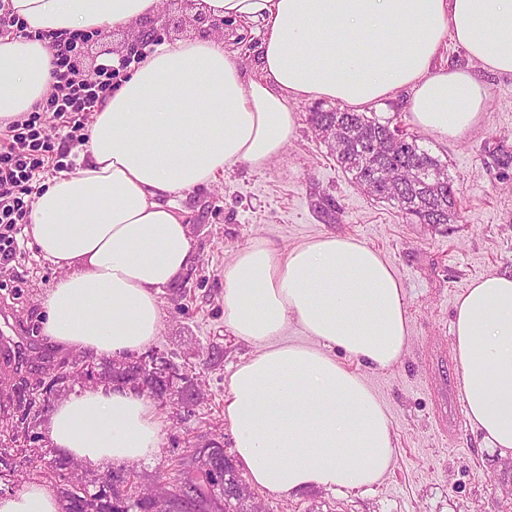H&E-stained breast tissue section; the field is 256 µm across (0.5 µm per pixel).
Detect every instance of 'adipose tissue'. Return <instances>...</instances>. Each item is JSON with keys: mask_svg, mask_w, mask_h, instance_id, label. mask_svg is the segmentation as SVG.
Masks as SVG:
<instances>
[{"mask_svg": "<svg viewBox=\"0 0 512 512\" xmlns=\"http://www.w3.org/2000/svg\"><path fill=\"white\" fill-rule=\"evenodd\" d=\"M159 0H12L28 36L0 37V128L52 91L46 40L139 29ZM216 19L262 24L260 77L203 34L146 55L94 116L83 163L36 195L30 235L62 270L41 301L42 334L65 352L121 361L159 336V293L194 261L171 198L236 163L264 166L292 137L289 103L362 111L409 90L414 124L438 141L476 129L480 71L512 73V0H201ZM453 39L479 71L442 68ZM454 109H445V102ZM405 288L365 243L327 234L278 252L263 240L224 271V322L258 345L227 380L224 418L248 482L282 499L379 484L394 462L387 411L343 352L383 371L409 344ZM308 343H291V326ZM456 386L485 448L512 458V273L471 280L452 319ZM57 453L90 467L151 459L162 424L143 395L91 386L45 425ZM0 512H61L46 483L0 494Z\"/></svg>", "mask_w": 512, "mask_h": 512, "instance_id": "obj_1", "label": "adipose tissue"}]
</instances>
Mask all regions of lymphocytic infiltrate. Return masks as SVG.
Listing matches in <instances>:
<instances>
[{
  "label": "lymphocytic infiltrate",
  "mask_w": 512,
  "mask_h": 512,
  "mask_svg": "<svg viewBox=\"0 0 512 512\" xmlns=\"http://www.w3.org/2000/svg\"><path fill=\"white\" fill-rule=\"evenodd\" d=\"M80 41H52L55 91L26 118L9 125L0 142V265L6 266L20 254V236L28 222L33 183L46 167H65L72 148L87 141L86 119L102 106L112 92L116 71L98 68L86 78L77 67ZM52 113L56 124L46 127L44 113Z\"/></svg>",
  "instance_id": "1"
}]
</instances>
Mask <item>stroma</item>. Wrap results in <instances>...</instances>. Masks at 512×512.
I'll list each match as a JSON object with an SVG mask.
<instances>
[{
  "label": "stroma",
  "instance_id": "obj_1",
  "mask_svg": "<svg viewBox=\"0 0 512 512\" xmlns=\"http://www.w3.org/2000/svg\"><path fill=\"white\" fill-rule=\"evenodd\" d=\"M183 0H160L150 26L155 33L141 45L152 53L164 41L194 36V27L167 28L169 18L185 15ZM227 51L242 62L247 74L259 75L262 36L243 21L219 28ZM127 29L112 28L86 42L77 58L85 74L124 55ZM488 89L487 112L475 130L446 143L430 141L434 154L448 162L459 188L462 219L434 228L407 223L396 209L373 202L338 167L327 145L309 122L316 107L332 102H292L296 129L283 152L265 167L246 163L227 167L212 184L183 192L175 202L190 228L195 261L159 294L163 312L156 342L139 353V361L170 364L188 377L198 393L189 406L172 395L153 397L163 425L158 453L135 463L137 482L169 485L182 481L193 448L210 440L232 447L224 419L226 383L234 367L258 348L224 323V271L237 251L257 240L278 251L325 234L361 240L394 267L406 290L410 348L393 369L373 371L354 360L348 368L362 373L384 403L395 434V459L390 472L373 490L343 494L311 489L283 500L268 493L260 498L269 512H506L503 483L512 481L498 456L483 450L471 429L454 385L451 320L457 295L474 278L512 271V188H505L501 152L512 154V74L483 73ZM336 204V221L328 224L318 212L321 199ZM61 272L31 244L6 268H0V314L32 347L27 363L0 362V490L18 491L28 482L71 486L69 475L48 469L57 453L45 433L52 406L87 387L111 384V360L86 352L59 354L41 334L40 299ZM68 364L73 378L45 394L34 415H26L28 396L49 382L54 368ZM458 427L454 437L434 425L437 410Z\"/></svg>",
  "mask_w": 512,
  "mask_h": 512
}]
</instances>
